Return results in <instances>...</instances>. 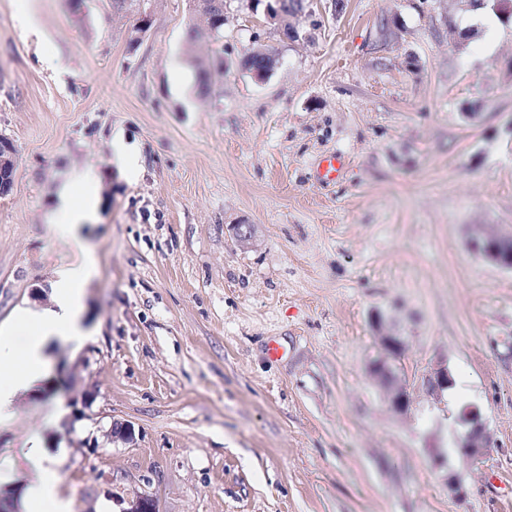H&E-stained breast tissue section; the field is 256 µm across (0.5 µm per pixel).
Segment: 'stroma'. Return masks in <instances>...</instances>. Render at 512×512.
I'll use <instances>...</instances> for the list:
<instances>
[{
	"label": "stroma",
	"mask_w": 512,
	"mask_h": 512,
	"mask_svg": "<svg viewBox=\"0 0 512 512\" xmlns=\"http://www.w3.org/2000/svg\"><path fill=\"white\" fill-rule=\"evenodd\" d=\"M150 7L143 31L109 0H0L1 326L79 260L47 228L60 187L89 172L100 198L89 337L57 343L51 389L0 426V499L21 512L39 435L71 512L143 493L158 512H512V269L469 247L512 234V23L490 43L474 0H303L276 20L224 0L201 45L190 0ZM256 51L277 58L263 82L241 67ZM329 153L350 167L323 185ZM386 336L404 412L368 371ZM441 364L454 395L425 385ZM468 404L491 437L476 467L456 451Z\"/></svg>",
	"instance_id": "1"
}]
</instances>
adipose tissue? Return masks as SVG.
Wrapping results in <instances>:
<instances>
[{
  "label": "adipose tissue",
  "mask_w": 512,
  "mask_h": 512,
  "mask_svg": "<svg viewBox=\"0 0 512 512\" xmlns=\"http://www.w3.org/2000/svg\"><path fill=\"white\" fill-rule=\"evenodd\" d=\"M80 184V202L72 200L73 184ZM62 221L50 224L52 235L65 239L81 255L78 265L62 269L53 285L52 305L40 311L21 310L11 328H0V426L16 416V403L48 377L47 349L57 340L80 341L87 332L81 321L83 287L95 272V257L79 228L97 208L94 178L87 173L74 175L72 184L59 191ZM32 477L24 489L26 512H69V502L62 494L57 478L47 467L45 449L39 437H32L26 450Z\"/></svg>",
  "instance_id": "ef3b65f1"
}]
</instances>
